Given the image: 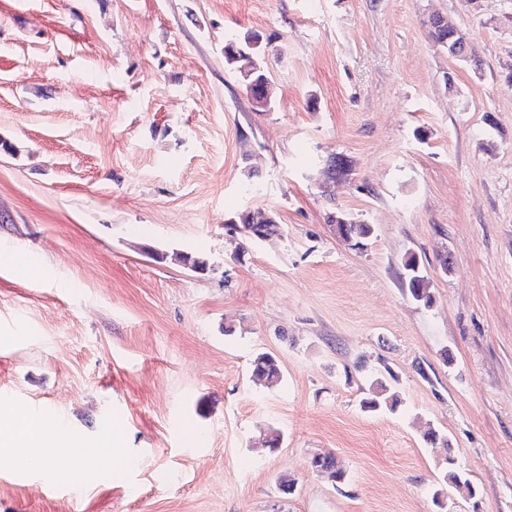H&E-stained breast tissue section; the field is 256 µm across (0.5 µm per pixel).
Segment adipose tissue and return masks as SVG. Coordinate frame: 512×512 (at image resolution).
<instances>
[{
    "label": "adipose tissue",
    "mask_w": 512,
    "mask_h": 512,
    "mask_svg": "<svg viewBox=\"0 0 512 512\" xmlns=\"http://www.w3.org/2000/svg\"><path fill=\"white\" fill-rule=\"evenodd\" d=\"M51 439L41 417L9 407H0V465L15 459L38 472H55L56 466L48 451ZM119 444L111 430H101L93 442V450L80 464L62 475L63 480L77 485L107 469Z\"/></svg>",
    "instance_id": "1"
}]
</instances>
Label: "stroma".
Wrapping results in <instances>:
<instances>
[{
	"label": "stroma",
	"instance_id": "35a3bbf8",
	"mask_svg": "<svg viewBox=\"0 0 512 512\" xmlns=\"http://www.w3.org/2000/svg\"><path fill=\"white\" fill-rule=\"evenodd\" d=\"M436 13L478 63L433 43ZM248 29L272 39L264 112L224 65ZM0 138V251L38 270L0 265V405L47 418L62 471L70 435L120 441L82 487L0 469V512H437L449 455L482 497L447 512H512V0H0ZM245 209L283 236L230 233ZM385 364L402 403L365 412ZM417 258L415 255H408L403 261V279L404 290L415 301L424 306H430L432 295L429 288H425L424 277L421 271H416ZM278 363L266 353H259L253 360L252 378L256 385L268 386L281 381Z\"/></svg>",
	"mask_w": 512,
	"mask_h": 512
}]
</instances>
